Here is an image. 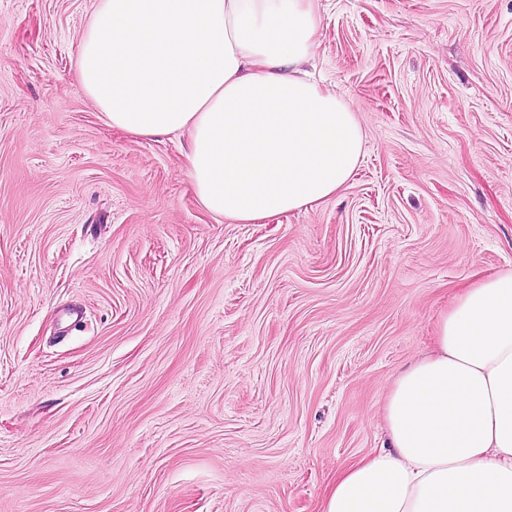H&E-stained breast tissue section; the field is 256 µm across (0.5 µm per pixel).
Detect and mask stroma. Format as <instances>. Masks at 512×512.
<instances>
[{"label":"stroma","instance_id":"1","mask_svg":"<svg viewBox=\"0 0 512 512\" xmlns=\"http://www.w3.org/2000/svg\"><path fill=\"white\" fill-rule=\"evenodd\" d=\"M95 0H0V512H324L397 373L512 269V0H321L365 132L242 224L74 79Z\"/></svg>","mask_w":512,"mask_h":512}]
</instances>
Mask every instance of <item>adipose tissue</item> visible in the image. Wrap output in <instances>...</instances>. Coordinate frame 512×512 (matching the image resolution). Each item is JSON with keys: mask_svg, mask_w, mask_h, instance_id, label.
<instances>
[{"mask_svg": "<svg viewBox=\"0 0 512 512\" xmlns=\"http://www.w3.org/2000/svg\"><path fill=\"white\" fill-rule=\"evenodd\" d=\"M318 29V0H95L75 78L112 128L184 137L200 204L253 222L332 196L363 158L356 112L302 69ZM385 427L324 512H512V271L441 318Z\"/></svg>", "mask_w": 512, "mask_h": 512, "instance_id": "adipose-tissue-1", "label": "adipose tissue"}]
</instances>
